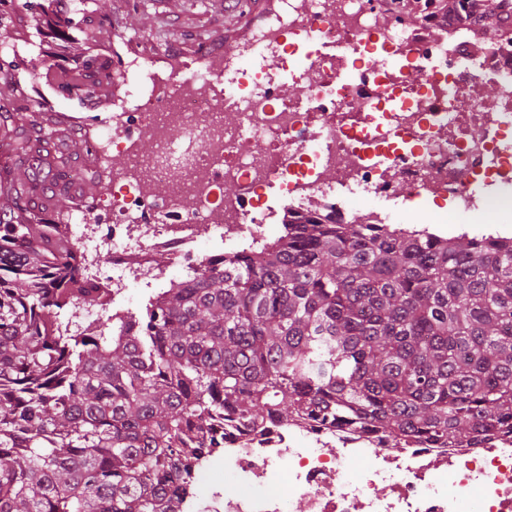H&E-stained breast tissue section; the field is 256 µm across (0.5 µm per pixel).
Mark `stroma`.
<instances>
[{
    "instance_id": "1",
    "label": "stroma",
    "mask_w": 512,
    "mask_h": 512,
    "mask_svg": "<svg viewBox=\"0 0 512 512\" xmlns=\"http://www.w3.org/2000/svg\"><path fill=\"white\" fill-rule=\"evenodd\" d=\"M239 2L93 0L91 20L99 34L91 46L73 37L63 41L39 35L34 13L26 12L24 23L14 29L15 54L0 55V89L17 90L24 111L59 119L66 135L80 140L84 136L80 118L97 114L110 119L112 99L125 88L115 84L110 96L97 100L64 98L53 89L61 72L74 71L92 49L110 55L119 71H127L137 59L162 79L180 82L204 68L209 55L224 47L225 33L237 27Z\"/></svg>"
}]
</instances>
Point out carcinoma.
I'll list each match as a JSON object with an SVG mask.
<instances>
[{
  "label": "carcinoma",
  "instance_id": "cac0c4a2",
  "mask_svg": "<svg viewBox=\"0 0 512 512\" xmlns=\"http://www.w3.org/2000/svg\"><path fill=\"white\" fill-rule=\"evenodd\" d=\"M112 59L56 82L89 99ZM0 94V512H169L218 423L303 415L430 446L512 435V245L405 236L307 212L258 251L204 258L145 313L66 332L106 302L70 217L105 190L59 122ZM56 190L46 187L47 177Z\"/></svg>",
  "mask_w": 512,
  "mask_h": 512
}]
</instances>
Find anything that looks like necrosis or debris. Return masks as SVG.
I'll list each match as a JSON object with an SVG mask.
<instances>
[{"mask_svg":"<svg viewBox=\"0 0 512 512\" xmlns=\"http://www.w3.org/2000/svg\"><path fill=\"white\" fill-rule=\"evenodd\" d=\"M317 16L298 0L288 14L290 33L321 20L320 40L345 52L291 70L308 87L307 100L277 95L273 79L254 72L235 111L224 107V88L239 72L222 64L196 72L191 92L163 84L153 72L129 86L131 105L113 113L116 125L138 115L152 130L147 148L99 130L101 160L125 158L99 220L77 213L71 231L92 263V282L109 288L111 302L89 306L71 332L110 325L130 312L120 300L132 285L160 289L154 260L167 251L173 264L200 259L195 227L214 228L216 256L239 252L245 238L288 213L313 209L349 220L363 209L382 223L374 203L395 200L407 188L415 221L438 237L452 236L459 211L493 213L492 232L512 243V40L473 47L446 32L420 39L408 26L383 20L384 0H327ZM438 59L432 83L408 79L421 60ZM492 77L497 98L462 96L461 82ZM386 86L373 92L372 83ZM400 102L385 111L388 99ZM233 185L234 196L224 194ZM284 199L281 208L269 195ZM448 209H432L431 199ZM112 262L95 265L101 249ZM193 474L213 475L208 502L194 485L172 492L174 512H512V435L478 443L394 447L361 431L307 420L270 421L251 429H225L221 447L191 458Z\"/></svg>","mask_w":512,"mask_h":512,"instance_id":"4bbe7bcc","label":"necrosis or debris"}]
</instances>
